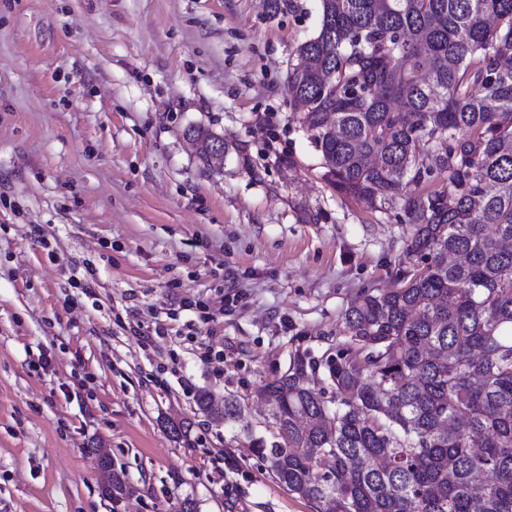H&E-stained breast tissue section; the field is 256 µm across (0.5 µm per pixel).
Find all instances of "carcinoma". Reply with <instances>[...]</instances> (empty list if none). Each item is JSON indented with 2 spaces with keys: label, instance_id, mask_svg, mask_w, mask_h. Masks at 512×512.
Wrapping results in <instances>:
<instances>
[{
  "label": "carcinoma",
  "instance_id": "obj_1",
  "mask_svg": "<svg viewBox=\"0 0 512 512\" xmlns=\"http://www.w3.org/2000/svg\"><path fill=\"white\" fill-rule=\"evenodd\" d=\"M285 82L336 189L400 206L412 268L255 391L253 448L313 509L512 512V0H320Z\"/></svg>",
  "mask_w": 512,
  "mask_h": 512
}]
</instances>
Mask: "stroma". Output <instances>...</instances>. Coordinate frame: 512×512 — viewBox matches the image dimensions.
I'll return each mask as SVG.
<instances>
[{
  "label": "stroma",
  "mask_w": 512,
  "mask_h": 512,
  "mask_svg": "<svg viewBox=\"0 0 512 512\" xmlns=\"http://www.w3.org/2000/svg\"><path fill=\"white\" fill-rule=\"evenodd\" d=\"M319 7L0 0V512H312L246 436L253 392L334 347L407 241L336 190L288 100ZM184 137L193 145L199 158L209 163L212 159L224 157L216 155L212 150V144L220 140L224 144V137L212 132L208 128L200 125H191L184 130Z\"/></svg>",
  "instance_id": "35a3bbf8"
}]
</instances>
